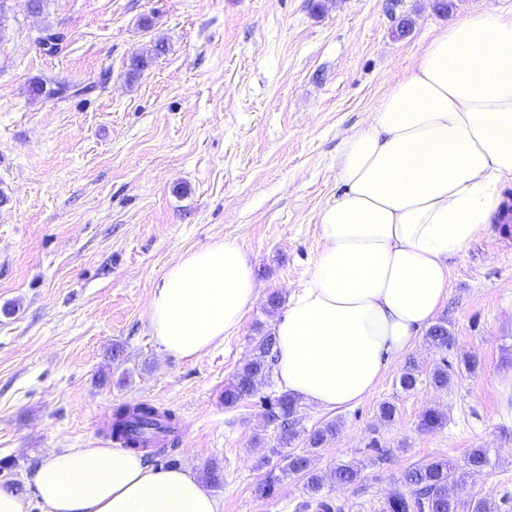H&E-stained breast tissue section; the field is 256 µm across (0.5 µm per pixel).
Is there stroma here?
<instances>
[{"label":"stroma","instance_id":"1","mask_svg":"<svg viewBox=\"0 0 512 512\" xmlns=\"http://www.w3.org/2000/svg\"><path fill=\"white\" fill-rule=\"evenodd\" d=\"M476 0H0V466L26 483L60 448H107L121 403L173 410L171 457L198 475L217 468L219 512H300L304 480L290 454L318 470L356 464L355 483L325 485L334 512H383L403 472L474 448L491 462L455 493L512 512V237L501 225L450 260L438 313L448 352L418 337L357 405L300 404L282 441L263 397L235 406L224 386L251 358L318 253L317 214L336 195V156L429 40ZM67 48L44 53V28ZM166 51H153L157 41ZM149 57L141 73L134 56ZM83 97L32 99L35 78L86 84ZM224 239L246 250L259 298L241 327L195 359L154 343L148 304L168 267ZM475 356L467 370L464 356ZM455 375L431 382L442 362ZM415 389L400 385L405 368ZM396 407L380 418L381 403ZM437 408L443 427L420 430ZM337 430L319 447L310 434ZM279 474L266 487L267 473Z\"/></svg>","mask_w":512,"mask_h":512}]
</instances>
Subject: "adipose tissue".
Here are the masks:
<instances>
[{
	"instance_id": "obj_1",
	"label": "adipose tissue",
	"mask_w": 512,
	"mask_h": 512,
	"mask_svg": "<svg viewBox=\"0 0 512 512\" xmlns=\"http://www.w3.org/2000/svg\"><path fill=\"white\" fill-rule=\"evenodd\" d=\"M319 251L273 325L279 386L332 411L359 402L448 298L450 259L484 236L512 188V6L481 0L427 43L336 157ZM258 299L234 241L176 259L150 333L177 358L238 330ZM30 488L47 512H218L203 480L123 448L46 454Z\"/></svg>"
}]
</instances>
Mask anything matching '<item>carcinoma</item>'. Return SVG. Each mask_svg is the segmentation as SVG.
Listing matches in <instances>:
<instances>
[{
  "label": "carcinoma",
  "mask_w": 512,
  "mask_h": 512,
  "mask_svg": "<svg viewBox=\"0 0 512 512\" xmlns=\"http://www.w3.org/2000/svg\"><path fill=\"white\" fill-rule=\"evenodd\" d=\"M96 87L98 84L95 82L82 87L56 82L48 87L37 79L31 82L30 92L35 97L44 95L66 98L89 93ZM428 340L438 349L446 350L452 345L453 337L446 325L439 323L429 329ZM274 344V336L270 334L259 341L253 357L224 386V405L234 406L255 395L259 384L272 372ZM453 374L454 370L445 361L434 369L431 381L438 387L446 388L451 383ZM298 408V400L283 392L273 398H266L265 414L269 421L285 424L294 417ZM445 421L443 412L429 408L420 415L419 427L431 431L441 427ZM107 434L120 441L124 448L144 451L153 447L157 454L165 455L176 447L178 418L173 411L162 410L147 401L123 403L113 408ZM488 464L486 448H474L467 457V465L475 472ZM457 471L458 466L451 459L431 461L407 469L402 483L408 488V493L391 496L386 503L385 512H495V504L487 499L472 498L463 501L448 494V484L457 482ZM288 472L303 474L307 490L315 495L328 480L341 484L355 482L360 475V468L345 464L322 474L312 469L309 456L291 454L288 456L286 468L282 470L284 474Z\"/></svg>",
  "instance_id": "cac0c4a2"
}]
</instances>
